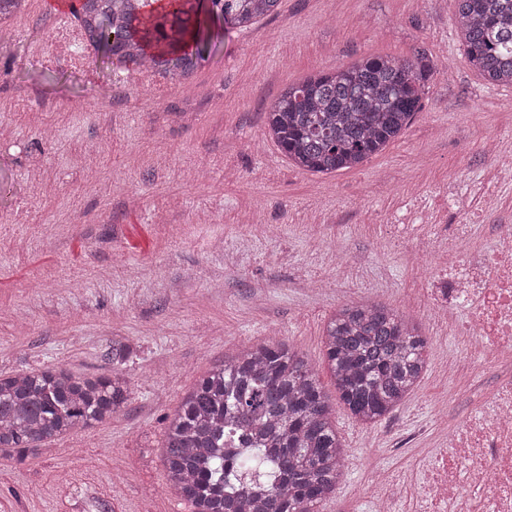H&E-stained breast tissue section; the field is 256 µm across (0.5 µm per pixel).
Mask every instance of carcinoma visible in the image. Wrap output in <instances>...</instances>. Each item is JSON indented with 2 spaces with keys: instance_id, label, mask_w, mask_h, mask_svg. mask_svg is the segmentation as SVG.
I'll return each instance as SVG.
<instances>
[{
  "instance_id": "carcinoma-1",
  "label": "carcinoma",
  "mask_w": 512,
  "mask_h": 512,
  "mask_svg": "<svg viewBox=\"0 0 512 512\" xmlns=\"http://www.w3.org/2000/svg\"><path fill=\"white\" fill-rule=\"evenodd\" d=\"M93 0L73 14L98 55L148 66L171 84L194 71L212 42L208 16L247 29L279 0ZM465 57L492 84L512 86V0H456ZM429 67L368 57L288 87L267 123L281 151L316 173L355 168L396 138L421 110ZM340 401L375 424L415 391L429 341L385 306H339L324 329ZM112 349V374L76 377L61 366L0 376V451L25 458L34 444L110 422L127 405ZM345 448L318 375L293 346L240 351L186 393L163 446L167 486L191 512H320L336 493Z\"/></svg>"
}]
</instances>
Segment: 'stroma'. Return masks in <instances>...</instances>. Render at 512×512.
I'll list each match as a JSON object with an SVG mask.
<instances>
[{"label": "stroma", "mask_w": 512, "mask_h": 512, "mask_svg": "<svg viewBox=\"0 0 512 512\" xmlns=\"http://www.w3.org/2000/svg\"><path fill=\"white\" fill-rule=\"evenodd\" d=\"M69 0H28L0 25V373L123 367L121 417L0 457V512H190L167 488L166 419L214 364L260 343L293 344L315 367L347 448L322 512H366L352 489L402 471L458 421L431 342L408 400L373 425L340 403L323 328L342 304L412 315L432 285L415 243L468 224L476 248L512 223V172L490 198L485 150L512 144V86L469 67L456 0H279L250 29L224 26L190 78L170 85L107 64L75 33ZM426 52L431 76L412 123L362 166H294L268 135L288 85L370 56ZM111 86L98 101L96 86ZM409 224L410 238L385 237Z\"/></svg>", "instance_id": "1"}]
</instances>
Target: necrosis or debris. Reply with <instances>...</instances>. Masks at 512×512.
I'll use <instances>...</instances> for the list:
<instances>
[{"label": "necrosis or debris", "mask_w": 512, "mask_h": 512, "mask_svg": "<svg viewBox=\"0 0 512 512\" xmlns=\"http://www.w3.org/2000/svg\"><path fill=\"white\" fill-rule=\"evenodd\" d=\"M471 231L453 225L426 312L457 341L448 380L465 374L485 390L406 477L369 480L361 494L371 512H397L415 481V512H512V224L494 225L488 250L465 249Z\"/></svg>", "instance_id": "necrosis-or-debris-1"}]
</instances>
